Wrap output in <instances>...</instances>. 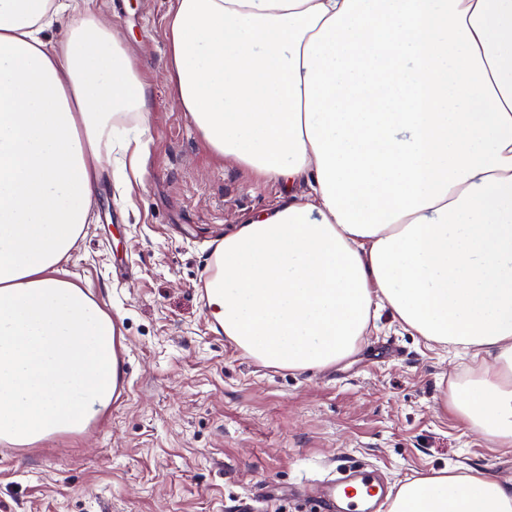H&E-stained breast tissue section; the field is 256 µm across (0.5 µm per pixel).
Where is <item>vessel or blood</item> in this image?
Returning a JSON list of instances; mask_svg holds the SVG:
<instances>
[{
    "label": "vessel or blood",
    "instance_id": "1",
    "mask_svg": "<svg viewBox=\"0 0 512 512\" xmlns=\"http://www.w3.org/2000/svg\"><path fill=\"white\" fill-rule=\"evenodd\" d=\"M112 399L120 401L129 389L127 342L120 330L112 332ZM48 438L26 444L0 439V456L25 458L44 452ZM391 489L378 471L368 466H348L337 469L318 480L313 486L315 512H386Z\"/></svg>",
    "mask_w": 512,
    "mask_h": 512
}]
</instances>
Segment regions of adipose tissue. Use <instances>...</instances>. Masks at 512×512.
Wrapping results in <instances>:
<instances>
[{"label": "adipose tissue", "instance_id": "1", "mask_svg": "<svg viewBox=\"0 0 512 512\" xmlns=\"http://www.w3.org/2000/svg\"><path fill=\"white\" fill-rule=\"evenodd\" d=\"M168 28L202 141L286 188L216 249L215 327L301 371L389 314L470 353L451 404L511 448L512 0H176ZM149 109L96 0H0V436L49 435L112 395V317L60 264L103 147L141 178V141L117 124ZM389 512H512V483L445 469Z\"/></svg>", "mask_w": 512, "mask_h": 512}]
</instances>
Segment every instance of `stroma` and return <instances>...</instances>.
Wrapping results in <instances>:
<instances>
[{"instance_id":"stroma-1","label":"stroma","mask_w":512,"mask_h":512,"mask_svg":"<svg viewBox=\"0 0 512 512\" xmlns=\"http://www.w3.org/2000/svg\"><path fill=\"white\" fill-rule=\"evenodd\" d=\"M97 6L149 94V112L125 118L144 130L143 181L103 180L64 267L117 317L132 378L84 439L0 458V512H304L290 487L355 463L395 487L446 467L512 482V449L445 403L463 357L390 317L324 368L267 367L224 341L206 314L214 252L284 187L215 158L181 108L167 74L173 0Z\"/></svg>"}]
</instances>
